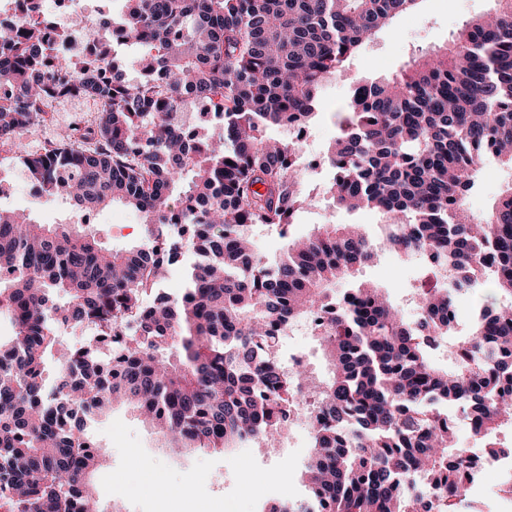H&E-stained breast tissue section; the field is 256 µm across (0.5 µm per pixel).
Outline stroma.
Here are the masks:
<instances>
[{"label": "stroma", "instance_id": "stroma-1", "mask_svg": "<svg viewBox=\"0 0 512 512\" xmlns=\"http://www.w3.org/2000/svg\"><path fill=\"white\" fill-rule=\"evenodd\" d=\"M493 6V0H424L418 12L400 16L381 30L350 60L349 67L353 73L371 78L399 74L413 54L446 47L466 21ZM348 91L341 80L329 82L320 112L299 144L301 157L315 161L316 167L303 176L309 202L296 213L288 236L271 227L252 230L256 246L269 260L283 258L289 239L309 236L324 224L361 225L374 243L383 236V217L376 210L347 212L332 206L324 193L331 173L316 162L336 135L338 114L348 102ZM96 111V105L87 100L60 103L51 110L44 126L21 138L20 147L29 153L40 151L60 138L76 116L91 119ZM511 184L512 167L489 160L480 184L467 201L472 216L482 218ZM0 207L32 214L50 224L70 217L61 199L34 194L18 166L5 174ZM142 223L139 213L116 204L95 212L90 229L107 246L123 249L142 243ZM425 272L426 262L420 256L383 250L373 264L359 268L342 285L351 288L362 281L375 282L407 316ZM86 426L97 445L107 451L103 469L93 477L97 496L120 512H156L154 497L143 489L152 478L170 488L188 490L200 503L218 512H267L276 501L299 500L306 495L302 471L311 452V435L306 431L289 430L290 444L284 448L265 447L256 440L228 452H174L166 449L162 437L145 425L129 404L115 406L109 415L87 421Z\"/></svg>", "mask_w": 512, "mask_h": 512}]
</instances>
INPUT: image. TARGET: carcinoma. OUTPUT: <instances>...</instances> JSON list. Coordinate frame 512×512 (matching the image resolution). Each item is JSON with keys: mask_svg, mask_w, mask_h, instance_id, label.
I'll return each instance as SVG.
<instances>
[{"mask_svg": "<svg viewBox=\"0 0 512 512\" xmlns=\"http://www.w3.org/2000/svg\"><path fill=\"white\" fill-rule=\"evenodd\" d=\"M0 25V148L47 120L63 89L98 106L40 154L16 156L39 195L62 196L74 220L45 224L0 208V512H97L98 448L78 415L127 402L177 449L222 451L277 440L283 403L315 416L306 482L323 512H428L405 492L415 473L465 494L466 449L441 402L471 404L475 433L496 456L512 428V187L471 222L466 198L483 161L512 165V0L466 24L448 47L411 58L390 79H357L348 115L322 163L338 208L385 218L382 244L429 257L450 286L419 294L430 319L407 321L378 288L336 290L376 258L351 224H325L269 261L249 243L255 226L286 228L306 201L295 142L266 129L306 128L329 80L381 29L420 0H121L113 25L140 48V80L99 46L100 67L66 54L44 62L51 22ZM201 101L223 115L192 133L169 114ZM121 203L156 224H186L204 257L181 296L148 301L170 271L143 245L113 250L78 219ZM486 286L487 306L451 370L431 352L452 337L455 295ZM326 311L316 329L331 375L315 381L273 355L277 328ZM129 319L140 333L122 338ZM58 324L98 335L73 347ZM61 365L54 410L47 363Z\"/></svg>", "mask_w": 512, "mask_h": 512, "instance_id": "obj_1", "label": "carcinoma"}]
</instances>
